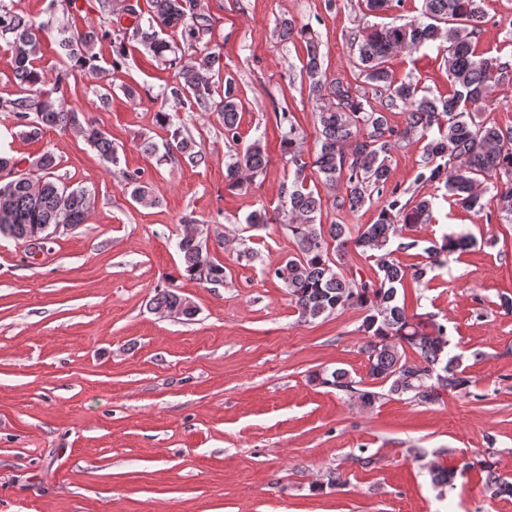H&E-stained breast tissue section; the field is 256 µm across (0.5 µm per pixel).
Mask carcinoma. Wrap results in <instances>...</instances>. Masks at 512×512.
Returning a JSON list of instances; mask_svg holds the SVG:
<instances>
[{"instance_id": "1", "label": "carcinoma", "mask_w": 512, "mask_h": 512, "mask_svg": "<svg viewBox=\"0 0 512 512\" xmlns=\"http://www.w3.org/2000/svg\"><path fill=\"white\" fill-rule=\"evenodd\" d=\"M366 14L377 16L403 6V0H362ZM486 15L481 0H422L421 18L403 24L367 25L354 38L359 58L358 77L380 92L371 102L360 89L340 79L329 78L322 66V54L311 27H297L291 19L279 24L285 40L299 36L306 44L302 63L315 100L318 149L307 157L301 146L299 131L287 112L274 113L276 125H288L281 147L293 167V179L281 208L287 212L288 231L297 252L272 269L287 289L288 296L301 317L327 318L350 307L364 310L359 331L364 336L361 351L367 359L366 377L388 386L383 394L356 381L345 369L330 373L318 371L314 381L323 387L345 391L372 407L387 395L409 396L419 404H433L442 391L463 392L470 384L465 375L462 354L451 351L448 328L436 322L425 325L418 315H409L399 301V291L412 283L426 287L435 269L446 263L448 254L465 251L473 244L469 233L453 232L441 239L395 243L404 229L425 224L430 218L432 200L413 196L404 201L397 190H387L390 179L389 157L401 142L418 137L427 140L418 179L426 184H440L448 198L461 207L494 218L512 221V129L503 130L497 123L479 119L482 107L493 88L512 81V64L498 57H481L474 48ZM133 38L154 58L178 68L184 84L174 86L175 98L186 96L202 111L220 113L224 135L236 139L242 101L236 84L224 81L220 101L214 100V77L223 67L221 53L215 51L177 54L179 48H196L200 34L211 29V17L201 8L200 0H150L148 13L133 11ZM45 23H35L4 6H0V39L10 50L14 78L22 96L10 103L17 124L28 128L27 135L39 136L45 129L65 131L71 127L97 149L102 159L114 166L119 156L112 140L99 129L83 125L75 108L64 107L52 98L46 73L32 64ZM171 30L181 37L177 46L159 36ZM57 53L79 69H97L95 44L108 36L105 31L88 28L82 31H58ZM440 43L448 65L452 91L444 99L420 93L417 84L397 81L389 68L396 54ZM404 115L402 126H394L389 114ZM35 119H30V114ZM157 121L166 130L164 156L180 157L197 167L206 163V155L196 148L192 137L178 116L157 113ZM156 143L146 140L142 149L156 154ZM268 165L263 136L256 137L243 152L235 154L224 170L230 188L253 182ZM45 177L34 181L20 173L5 187H0L7 210L0 225L7 224L18 241L47 238L53 224H82L91 206V193L53 180L56 158L45 152L38 159ZM323 176L321 183L331 194L332 206L356 212L373 197L381 199L377 217L371 224H327L317 222L323 198L317 186L308 182L307 170ZM125 185L132 200L143 207L157 204L156 196L141 172L124 173ZM496 191L497 215L486 212L484 196ZM208 238L202 233L185 231L177 242L183 271L201 279L200 267L207 269L206 282L224 284V263L208 251ZM422 248L426 261L409 267L401 265L395 251ZM353 250L374 263L375 276L359 279L345 270L344 258ZM153 309L163 315L178 308L187 320L197 310L189 300L171 289L157 290L151 300ZM414 357H409V354ZM485 473V485L500 496H512V482L502 477L496 463L481 459L477 463Z\"/></svg>"}]
</instances>
